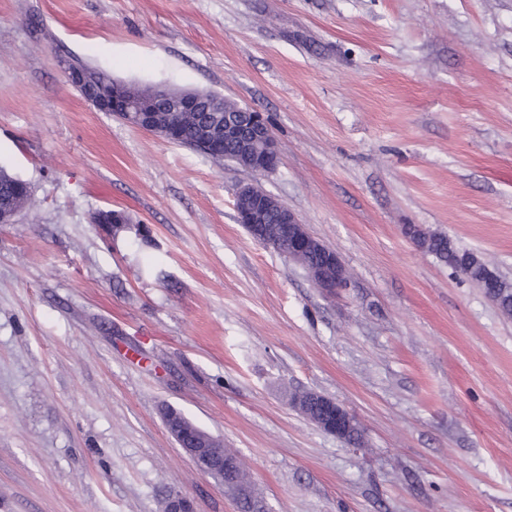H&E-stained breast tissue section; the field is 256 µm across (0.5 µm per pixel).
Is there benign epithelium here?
<instances>
[{"label":"benign epithelium","mask_w":512,"mask_h":512,"mask_svg":"<svg viewBox=\"0 0 512 512\" xmlns=\"http://www.w3.org/2000/svg\"><path fill=\"white\" fill-rule=\"evenodd\" d=\"M64 72L68 82L76 89L83 90V98L100 112H110L130 125L154 133L166 140L181 142L183 145L208 155L219 154L224 143L240 141L253 147V152L241 155L240 161L254 172H271L280 163V150L276 136L262 113L230 101H223L224 123L216 124L205 131L199 140L181 141L174 132V125L162 102L170 104L171 111L189 119L202 109L207 102L220 96L189 89L155 87L124 88L119 93L109 85L90 84L86 75L71 64H66ZM236 198L245 202L237 209V221L242 224L252 238L276 250L298 264H303L306 253H318L325 257L321 266L305 267L313 283L321 293L330 298L347 287L348 276L337 253L313 237L301 224L296 214L286 205L260 187L244 184L237 189ZM274 219L280 225L278 233L269 231L267 221ZM316 398L329 408L331 417L324 421H313L320 430L334 435L344 442L361 430L355 417L335 400L322 394ZM168 433L183 452L191 459L196 469L219 481H224V471L235 465L230 456L216 458L213 449L223 447L221 441L209 432L189 424L172 409L163 413ZM166 512H196L193 500L182 492H172L167 496Z\"/></svg>","instance_id":"1"}]
</instances>
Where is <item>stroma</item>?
Wrapping results in <instances>:
<instances>
[{
	"label": "stroma",
	"instance_id": "1",
	"mask_svg": "<svg viewBox=\"0 0 512 512\" xmlns=\"http://www.w3.org/2000/svg\"><path fill=\"white\" fill-rule=\"evenodd\" d=\"M268 117L259 174L88 104L62 61ZM0 512H512V316L403 227L512 280V0H0ZM252 183L335 250L327 298L237 221ZM125 212L116 229L101 211ZM356 417L347 445L288 403ZM173 408H167L163 413L164 423L168 433L176 441L183 452L191 459L196 469L204 474L210 475L224 484L225 479H235V484L226 487L237 492L238 487L250 488L249 482L240 466L232 476L230 473H224L225 470L231 469L235 465L234 458L230 456H221L216 461V455L213 448H223V442L214 437L209 432L189 424L184 419L172 411ZM221 473H217V471Z\"/></svg>",
	"mask_w": 512,
	"mask_h": 512
}]
</instances>
